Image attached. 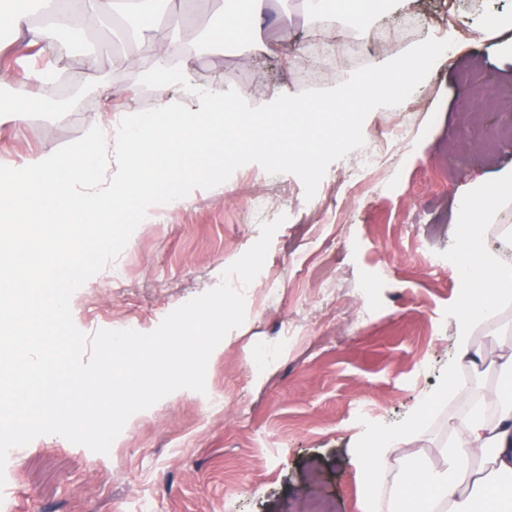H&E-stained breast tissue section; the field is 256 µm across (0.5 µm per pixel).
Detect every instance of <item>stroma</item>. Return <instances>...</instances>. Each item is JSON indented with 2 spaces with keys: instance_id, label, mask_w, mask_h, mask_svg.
<instances>
[{
  "instance_id": "obj_1",
  "label": "stroma",
  "mask_w": 512,
  "mask_h": 512,
  "mask_svg": "<svg viewBox=\"0 0 512 512\" xmlns=\"http://www.w3.org/2000/svg\"><path fill=\"white\" fill-rule=\"evenodd\" d=\"M180 11V0H169L158 28L185 20L195 38L193 82L236 89L253 106L307 90L292 55L318 35L341 45L333 76L352 73L342 48L358 41L375 64L429 37L457 40L458 48L419 84L418 106L366 117L363 149L332 162L313 198L297 176L249 163L224 186L194 190L182 207H157L155 220L138 225L121 253L71 297L74 323L86 335L154 331L219 285L256 242L258 205L288 215L251 284L245 322L209 358L206 391L180 389L135 413L106 454L59 435L35 438L6 463L0 512H313L317 500L331 502L333 512H365L366 479L355 459L366 439L389 437L425 406L417 441L393 458L434 457L448 437L442 400L451 379L466 381L476 398L502 381L495 371L474 374L456 364L463 291L454 256L460 197L512 166V139L482 134L512 123V30L491 40L480 34L485 23L512 16V0H406L380 13L365 40L347 18L309 16L305 0H269L268 34L287 15L294 27L267 53L245 40H208L225 24V0H196L185 17ZM90 35L97 49L86 57L61 46L38 54L24 36L0 33V74L31 98L39 91L29 62L48 60L71 76L58 111L0 123V167L63 154L89 125L125 108L154 110L159 94L144 75L155 57L116 41L108 27ZM99 78L117 91L134 84L140 91L106 99L95 87ZM485 86L497 88V110H484L477 98ZM396 122L409 128L402 146L384 139ZM373 147L382 166L349 183V169ZM288 329L296 337L284 348Z\"/></svg>"
}]
</instances>
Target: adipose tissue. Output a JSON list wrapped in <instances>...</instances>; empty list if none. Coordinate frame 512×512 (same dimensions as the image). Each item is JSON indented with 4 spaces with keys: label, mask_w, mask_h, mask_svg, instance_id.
Returning a JSON list of instances; mask_svg holds the SVG:
<instances>
[{
    "label": "adipose tissue",
    "mask_w": 512,
    "mask_h": 512,
    "mask_svg": "<svg viewBox=\"0 0 512 512\" xmlns=\"http://www.w3.org/2000/svg\"><path fill=\"white\" fill-rule=\"evenodd\" d=\"M52 9L44 24L32 25L19 12H1L0 25L14 32H27L31 44L49 49L56 45L72 16L90 23L99 22L105 0H41ZM144 53L162 54L171 60L170 68L157 78L167 87L153 113L125 111L117 123L90 127L81 144L62 156L33 155L22 165L0 177V207L16 206L20 197L36 198L42 205L45 223L70 212H117L129 202L150 209L163 183H181L179 170L164 163L160 150L201 153L200 135L223 115L227 95L218 88L192 84L187 74L192 58L184 37H159L154 28L141 26L136 33ZM119 163L115 176L99 182L105 156ZM487 193L482 182L459 202L458 221L468 227V242L459 261L478 287L463 299L457 315V364L479 372L485 363L482 350L473 342L477 325L497 320L503 308L512 304V226L503 225L499 250L489 253L483 244L484 225L498 222L500 214L482 206ZM493 367L506 385L490 399L494 414L482 404L448 420L451 435L439 448L436 462L392 465V448L416 441L414 428L392 434L373 446L361 459L369 471L378 497L368 498L370 512H512V347L501 353Z\"/></svg>",
    "instance_id": "obj_1"
}]
</instances>
